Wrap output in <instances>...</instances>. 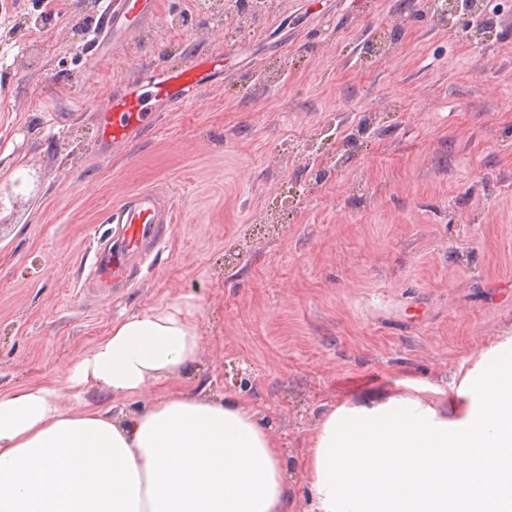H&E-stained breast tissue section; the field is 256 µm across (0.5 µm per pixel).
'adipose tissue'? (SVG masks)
Returning <instances> with one entry per match:
<instances>
[{"label":"adipose tissue","mask_w":512,"mask_h":512,"mask_svg":"<svg viewBox=\"0 0 512 512\" xmlns=\"http://www.w3.org/2000/svg\"><path fill=\"white\" fill-rule=\"evenodd\" d=\"M197 313L186 296L117 318L56 375L0 393V512H288L254 412L171 388L200 356ZM110 394L152 400L126 421ZM305 470L314 512H512V336L451 390L325 412Z\"/></svg>","instance_id":"obj_1"}]
</instances>
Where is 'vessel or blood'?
Instances as JSON below:
<instances>
[{"label":"vessel or blood","mask_w":512,"mask_h":512,"mask_svg":"<svg viewBox=\"0 0 512 512\" xmlns=\"http://www.w3.org/2000/svg\"><path fill=\"white\" fill-rule=\"evenodd\" d=\"M153 0H106L105 14L95 40L94 59L103 61L122 50L138 28L156 20ZM224 75L223 55L197 54L177 67L143 69L137 79L114 90L94 109L99 149L109 153L149 128L157 112L175 111L195 101L199 90ZM171 204L150 190H142L113 207L108 220L119 227L122 250L103 244L94 269L105 287L126 281L133 258L150 243H160L162 225L173 223Z\"/></svg>","instance_id":"obj_1"}]
</instances>
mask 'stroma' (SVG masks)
Instances as JSON below:
<instances>
[{
    "label": "stroma",
    "instance_id": "obj_1",
    "mask_svg": "<svg viewBox=\"0 0 512 512\" xmlns=\"http://www.w3.org/2000/svg\"><path fill=\"white\" fill-rule=\"evenodd\" d=\"M103 2L0 0V392L119 315L195 296L202 353L182 386L252 408L293 512H311L305 445L324 412L451 389L512 334V7L158 0L95 67ZM201 52L224 53L223 80L100 156L91 105ZM145 188L173 196L177 221L108 291L89 275L107 216Z\"/></svg>",
    "mask_w": 512,
    "mask_h": 512
}]
</instances>
